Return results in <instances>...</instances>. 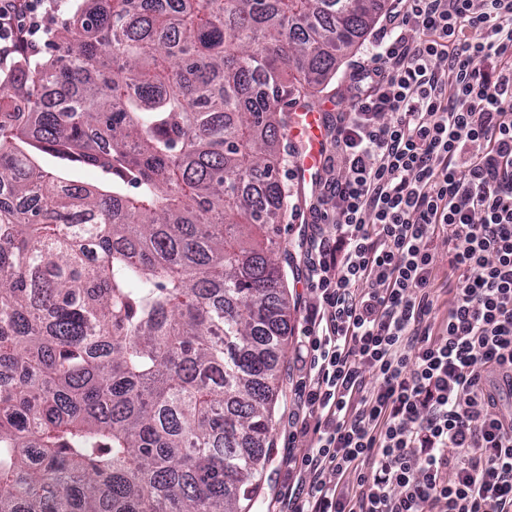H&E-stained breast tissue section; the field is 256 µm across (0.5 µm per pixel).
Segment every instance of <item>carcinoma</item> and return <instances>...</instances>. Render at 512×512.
Returning <instances> with one entry per match:
<instances>
[{"label": "carcinoma", "instance_id": "1", "mask_svg": "<svg viewBox=\"0 0 512 512\" xmlns=\"http://www.w3.org/2000/svg\"><path fill=\"white\" fill-rule=\"evenodd\" d=\"M378 5L82 0L0 91V512H241L288 329L274 141Z\"/></svg>", "mask_w": 512, "mask_h": 512}]
</instances>
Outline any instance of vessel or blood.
I'll list each match as a JSON object with an SVG mask.
<instances>
[{"label":"vessel or blood","mask_w":512,"mask_h":512,"mask_svg":"<svg viewBox=\"0 0 512 512\" xmlns=\"http://www.w3.org/2000/svg\"><path fill=\"white\" fill-rule=\"evenodd\" d=\"M288 137L300 146L294 159L297 181L303 186L315 185L321 173L324 144L323 115L319 104L309 102L296 106L288 126Z\"/></svg>","instance_id":"b4317fda"}]
</instances>
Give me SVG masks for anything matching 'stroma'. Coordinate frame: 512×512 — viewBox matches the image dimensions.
Wrapping results in <instances>:
<instances>
[{"instance_id": "1", "label": "stroma", "mask_w": 512, "mask_h": 512, "mask_svg": "<svg viewBox=\"0 0 512 512\" xmlns=\"http://www.w3.org/2000/svg\"><path fill=\"white\" fill-rule=\"evenodd\" d=\"M353 56H346L334 77L325 81L316 97L317 103L325 105V119L346 111L350 105L351 92L347 75ZM276 153L281 159L279 178L289 193V205L294 213L285 217L278 226L276 239L281 247V264L288 273V291L291 309L288 316V341L279 365L280 390L276 406L275 426L267 445L269 462L263 473L260 486L252 497L244 501L245 512H278L280 505L277 492L284 476L283 460L291 447L288 416L296 411L298 387L302 372L296 363L297 347L302 337V323L306 306L312 297L303 284L301 244L311 222L310 208L316 201L311 190L300 188L293 175L296 149L287 137H280Z\"/></svg>"}]
</instances>
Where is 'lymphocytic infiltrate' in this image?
Returning a JSON list of instances; mask_svg holds the SVG:
<instances>
[{
	"mask_svg": "<svg viewBox=\"0 0 512 512\" xmlns=\"http://www.w3.org/2000/svg\"><path fill=\"white\" fill-rule=\"evenodd\" d=\"M68 0H0V83ZM390 0L348 74L305 243L279 512H512V0ZM458 273L432 322L433 249Z\"/></svg>",
	"mask_w": 512,
	"mask_h": 512,
	"instance_id": "1",
	"label": "lymphocytic infiltrate"
}]
</instances>
